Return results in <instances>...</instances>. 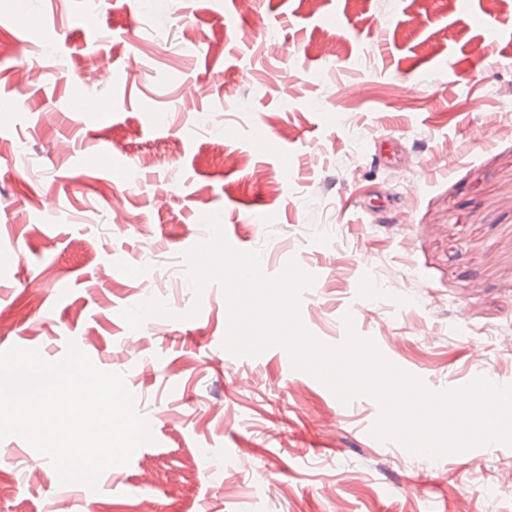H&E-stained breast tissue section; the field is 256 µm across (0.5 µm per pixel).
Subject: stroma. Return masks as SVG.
I'll use <instances>...</instances> for the list:
<instances>
[{
  "instance_id": "35a3bbf8",
  "label": "stroma",
  "mask_w": 512,
  "mask_h": 512,
  "mask_svg": "<svg viewBox=\"0 0 512 512\" xmlns=\"http://www.w3.org/2000/svg\"><path fill=\"white\" fill-rule=\"evenodd\" d=\"M2 39L0 350L79 345L153 434L93 489L0 440V512H512V445L403 456L373 397L224 349L219 284L187 317L183 260L219 213L313 276L319 341L349 316L429 391L512 385V0H0ZM159 279L178 319L130 329Z\"/></svg>"
}]
</instances>
